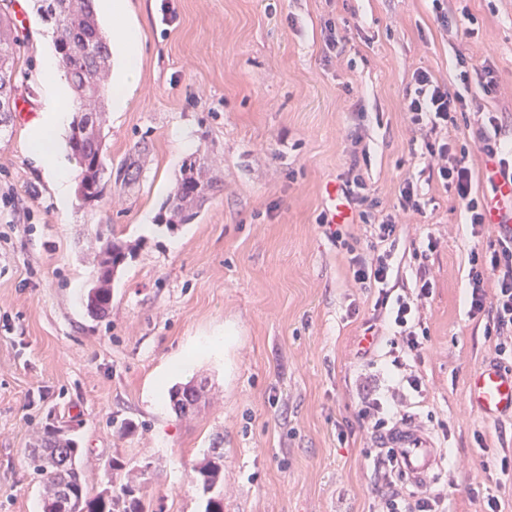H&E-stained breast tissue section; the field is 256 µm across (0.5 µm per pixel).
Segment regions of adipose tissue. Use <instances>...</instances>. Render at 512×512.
Wrapping results in <instances>:
<instances>
[{"label":"adipose tissue","instance_id":"1","mask_svg":"<svg viewBox=\"0 0 512 512\" xmlns=\"http://www.w3.org/2000/svg\"><path fill=\"white\" fill-rule=\"evenodd\" d=\"M102 10L115 18L117 25L112 35L119 51V63L112 79V109L124 111L140 80L142 42L137 26L124 22L126 0H101ZM74 105L71 100L53 98L47 112L38 123L27 144V153L40 164L44 176L56 192L61 207L71 201L72 172L58 153L59 135L64 129Z\"/></svg>","mask_w":512,"mask_h":512}]
</instances>
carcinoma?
I'll list each match as a JSON object with an SVG mask.
<instances>
[{
  "instance_id": "cac0c4a2",
  "label": "carcinoma",
  "mask_w": 512,
  "mask_h": 512,
  "mask_svg": "<svg viewBox=\"0 0 512 512\" xmlns=\"http://www.w3.org/2000/svg\"><path fill=\"white\" fill-rule=\"evenodd\" d=\"M42 19L52 24L54 47L78 102V111L68 137L71 156L80 168L81 178L90 182L89 194L101 201L108 184L126 188L141 176L140 155L146 147L137 146L117 166L107 167L103 146L102 105L109 92L107 75L112 57L111 42L97 18L95 0H37ZM11 0H0V102L12 105L16 67L15 56L25 40L12 30L9 18ZM110 170L112 182L104 181ZM221 191L218 182L207 177L205 157L185 164L176 179V191L158 219L173 228L191 223L209 197ZM97 258V287L88 289L85 302L95 318L106 317L112 308V281L136 246L115 237L98 236L92 243ZM211 400L206 385L188 381L169 390L172 409L181 418H191ZM213 443L192 468V483L205 496L204 512H224V449ZM83 449L68 431L46 427L32 441L24 463L39 482L41 512H147L141 494L140 478L149 465H131L118 458L110 461L119 483L91 495L79 464Z\"/></svg>"
}]
</instances>
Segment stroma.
<instances>
[{"label": "stroma", "mask_w": 512, "mask_h": 512, "mask_svg": "<svg viewBox=\"0 0 512 512\" xmlns=\"http://www.w3.org/2000/svg\"><path fill=\"white\" fill-rule=\"evenodd\" d=\"M25 2L11 11L27 36L19 109L0 123V512H39L24 450L63 423L85 450L90 492L111 481L110 459L149 462L154 512H204L192 467L219 436L224 512H370L379 451L357 418L364 381L431 431L447 512H483L490 493L512 512V473L500 467L512 458V419H486L465 398L468 376L497 359L465 303L470 252L488 250L499 229L472 234L461 202L429 176L403 99L415 71L451 84L457 56L487 59L498 94L472 88L451 137L471 146L484 111L512 126V0H449L444 20L430 0H127L141 79L125 111L104 112L106 157L118 163L141 141L150 152L138 183L65 211L26 152L48 106L37 71L54 38ZM333 34L343 54L329 48ZM179 129L191 150L180 151ZM198 151L222 191L191 223L143 233ZM356 152L373 217L397 211L407 175L424 193L422 212L399 216L393 294L415 284V249L439 241L413 364L421 395L394 389L391 335L359 353L375 298L355 287L348 251L365 249L369 232L353 226L346 247L318 222L326 183ZM98 234L138 245L102 319L83 301ZM196 376L215 400L179 418L168 391ZM126 420L137 428L122 437Z\"/></svg>", "instance_id": "obj_1"}]
</instances>
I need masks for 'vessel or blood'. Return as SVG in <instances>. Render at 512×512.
<instances>
[{
	"label": "vessel or blood",
	"instance_id": "vessel-or-blood-1",
	"mask_svg": "<svg viewBox=\"0 0 512 512\" xmlns=\"http://www.w3.org/2000/svg\"><path fill=\"white\" fill-rule=\"evenodd\" d=\"M470 405L493 419L512 417V370L489 362L470 375L467 381ZM377 447L396 451L399 468L412 486L432 485L440 469V455L429 433L418 424L406 421L384 431Z\"/></svg>",
	"mask_w": 512,
	"mask_h": 512
}]
</instances>
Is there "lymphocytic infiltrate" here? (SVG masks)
Segmentation results:
<instances>
[{
    "instance_id": "lymphocytic-infiltrate-1",
    "label": "lymphocytic infiltrate",
    "mask_w": 512,
    "mask_h": 512,
    "mask_svg": "<svg viewBox=\"0 0 512 512\" xmlns=\"http://www.w3.org/2000/svg\"><path fill=\"white\" fill-rule=\"evenodd\" d=\"M456 76L457 88L434 79L428 72L415 71L413 83L404 94L405 109L414 131L426 140L429 154L428 168L437 174L444 187L461 201L472 227H483L490 221L493 199L478 195L472 189V169L467 147H456L450 141L434 143L433 134L456 127L457 116L466 112L470 102L465 95L471 84H478L484 96L498 93V81L491 65L470 70L466 61H459ZM502 120L494 112L485 113L477 131L475 143L484 154L488 167L486 178H512V159L504 154L501 142ZM341 191L355 212L359 223L369 226L370 235L383 243L395 236L399 223L396 214L382 217L379 224H372L366 204L369 187L360 175L354 172L341 174ZM438 240L428 239L424 250L415 251L421 259L418 280L410 293L392 295L389 279L393 271L392 254L387 250L374 251L373 255L354 254L349 259L354 283L361 288L376 289L374 304L376 311L383 313L393 331L390 354L391 365L398 371L403 382L415 392L425 388L423 378L410 371L408 359H420L424 349V338L419 330L422 326V309L432 294L433 283L423 261L429 252L435 251ZM468 282V301L471 315L483 316L485 334L495 340V353L503 360H512V235L501 234L492 251H472ZM393 453H385L375 465L378 489L374 512H445L444 495L427 488L407 496L395 489L392 480Z\"/></svg>"
}]
</instances>
